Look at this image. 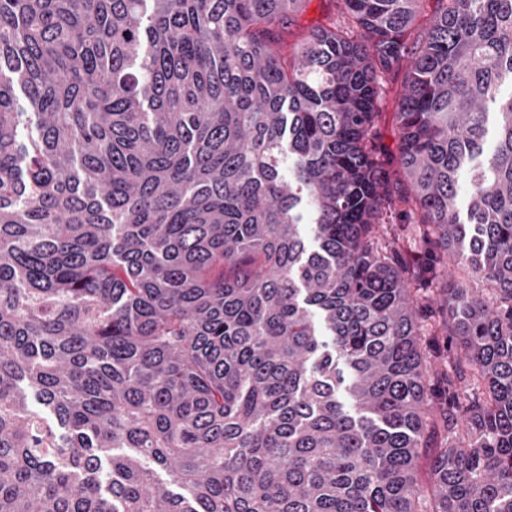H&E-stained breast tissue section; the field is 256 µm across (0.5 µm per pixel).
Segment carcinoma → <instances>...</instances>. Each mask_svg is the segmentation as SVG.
Returning <instances> with one entry per match:
<instances>
[{
	"mask_svg": "<svg viewBox=\"0 0 512 512\" xmlns=\"http://www.w3.org/2000/svg\"><path fill=\"white\" fill-rule=\"evenodd\" d=\"M309 2L0 0V512H512V0ZM323 3V0H311L306 10L288 28V42H301L307 37L311 28L322 16ZM405 69L394 71L383 77L380 89L381 112H384L378 127L379 142L385 150L397 154L398 135L393 118L399 96L404 90Z\"/></svg>",
	"mask_w": 512,
	"mask_h": 512,
	"instance_id": "1",
	"label": "carcinoma"
}]
</instances>
